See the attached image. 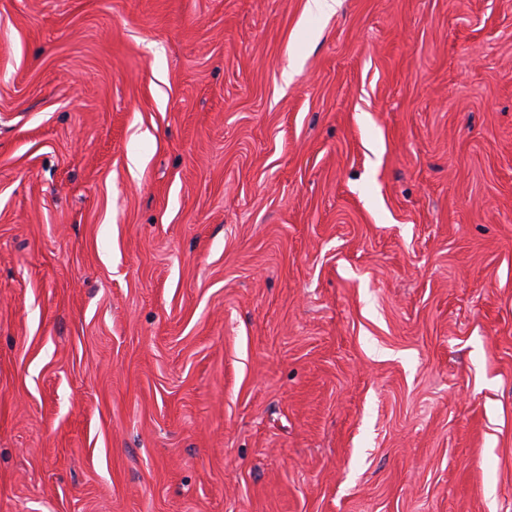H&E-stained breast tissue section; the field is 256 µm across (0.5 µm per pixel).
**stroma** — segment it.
<instances>
[{
  "label": "stroma",
  "mask_w": 512,
  "mask_h": 512,
  "mask_svg": "<svg viewBox=\"0 0 512 512\" xmlns=\"http://www.w3.org/2000/svg\"><path fill=\"white\" fill-rule=\"evenodd\" d=\"M306 6L0 0V512H512V0Z\"/></svg>",
  "instance_id": "35a3bbf8"
}]
</instances>
